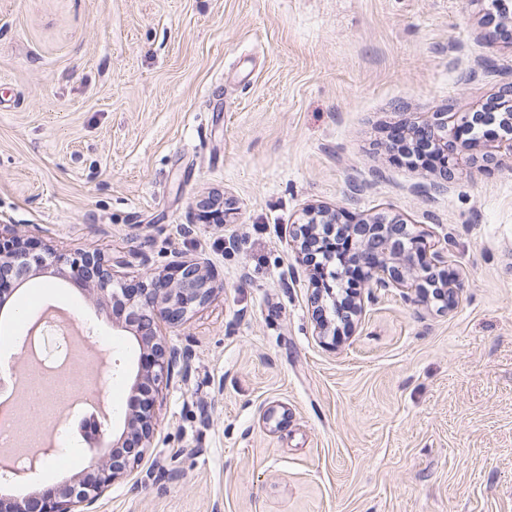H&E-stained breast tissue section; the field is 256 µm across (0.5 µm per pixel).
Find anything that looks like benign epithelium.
<instances>
[{"label":"benign epithelium","instance_id":"obj_1","mask_svg":"<svg viewBox=\"0 0 512 512\" xmlns=\"http://www.w3.org/2000/svg\"><path fill=\"white\" fill-rule=\"evenodd\" d=\"M480 2L485 41L490 45L501 40L512 44V31L506 28L512 24V0ZM495 105L502 112L504 131L496 136L498 148L512 155V82L503 84ZM473 117L470 112H433L408 133L391 131V140L407 136L434 148L442 181L432 184L431 190L441 192L447 189L450 167L471 158L476 142L472 137ZM337 221L336 213L328 209L305 212L304 229L299 231L297 242L301 261L310 270H315L317 263L314 243L320 236L319 228H334ZM345 228L353 243L345 259L357 268V275L368 287L402 288L418 294L430 290L434 299L447 305L454 302L460 284L448 277L440 253L429 252L427 243L411 233L405 219L377 215ZM50 267L96 295L111 307L113 319L132 330L140 355L128 377L132 378L131 392L144 399L140 408L126 414L124 429L115 439L104 436L95 421L85 426L84 436L96 449V458L71 482L24 497H0V512H87L112 484L134 469L154 437L153 408L159 384L176 372L186 371L188 364L185 352L161 338L157 323L181 326L212 294L210 274L200 258L179 261L172 271L148 281L118 282L112 264L99 253H54L29 238L0 230V308L31 273Z\"/></svg>","mask_w":512,"mask_h":512}]
</instances>
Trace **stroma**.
Listing matches in <instances>:
<instances>
[{
  "label": "stroma",
  "instance_id": "stroma-1",
  "mask_svg": "<svg viewBox=\"0 0 512 512\" xmlns=\"http://www.w3.org/2000/svg\"><path fill=\"white\" fill-rule=\"evenodd\" d=\"M480 18L479 0H0V225L122 280L197 256L212 276L161 328L188 371L150 448L92 512H512V155L436 193L383 141L512 82ZM312 205L402 215L442 248L454 304L383 290L319 336L294 238ZM11 300L111 343L77 394L111 399L121 434L133 335L51 268ZM49 457L21 494L74 476Z\"/></svg>",
  "mask_w": 512,
  "mask_h": 512
}]
</instances>
